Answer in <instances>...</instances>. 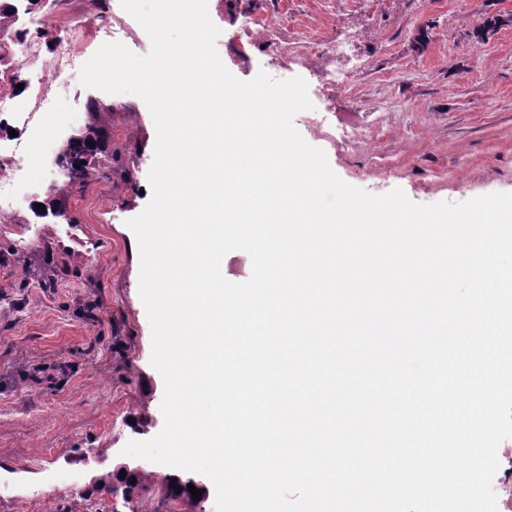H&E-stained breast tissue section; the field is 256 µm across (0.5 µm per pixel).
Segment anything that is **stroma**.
<instances>
[{"label":"stroma","instance_id":"35a3bbf8","mask_svg":"<svg viewBox=\"0 0 512 512\" xmlns=\"http://www.w3.org/2000/svg\"><path fill=\"white\" fill-rule=\"evenodd\" d=\"M275 6L290 18L276 35L291 57L312 53L307 32L348 48L315 61L350 76L349 88L323 89L336 106L329 123L313 125L308 110L293 119L343 181L376 195L398 188L417 204L512 193V0H208L222 30ZM58 19L25 56L52 105L39 110L37 132L17 128L29 180L12 220L0 223V483L12 490L0 512H17L38 489L51 512H216L211 486L192 503L169 497L171 479L203 475L121 454L164 424L127 225L150 200L152 115L138 96L85 87L79 68L57 64L55 45L73 28L95 31L89 57L116 41L145 56L151 40L120 0H68ZM215 47L238 79L290 76L268 65L262 46L243 56L220 38ZM97 116L104 150L85 185H68L57 164L63 143ZM72 224L94 241L92 271L64 268L52 245ZM123 462L145 475L128 502L94 487Z\"/></svg>","mask_w":512,"mask_h":512}]
</instances>
